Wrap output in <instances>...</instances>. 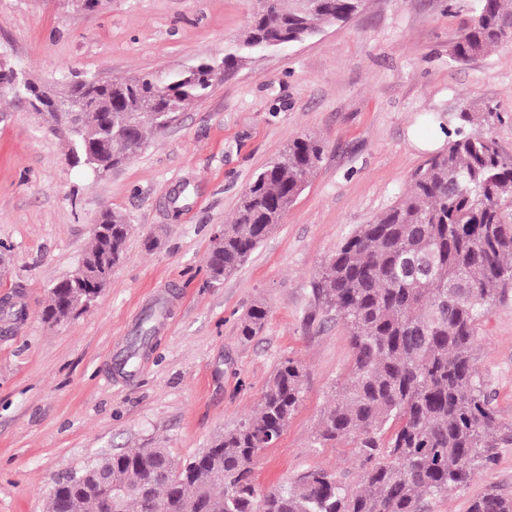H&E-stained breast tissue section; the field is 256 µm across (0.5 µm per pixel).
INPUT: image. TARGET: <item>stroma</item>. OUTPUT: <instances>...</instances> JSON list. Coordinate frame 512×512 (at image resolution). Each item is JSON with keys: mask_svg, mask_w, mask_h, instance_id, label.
I'll return each mask as SVG.
<instances>
[{"mask_svg": "<svg viewBox=\"0 0 512 512\" xmlns=\"http://www.w3.org/2000/svg\"><path fill=\"white\" fill-rule=\"evenodd\" d=\"M254 0H0V60L55 85L66 70L103 80L222 59ZM479 0H366L346 22L255 55L179 112L128 163L97 175L67 162L68 143L26 103L0 96V512H45L70 470L132 448L191 456L250 414L284 357L306 372L302 401L254 467L259 489L322 467L355 483L348 447L319 448L321 416L346 378L345 327L314 293L325 258L400 196L437 142L435 114L497 104L492 132L512 155V43L465 63L451 50ZM321 140L322 161L284 221L216 283L211 240L251 178L289 139ZM130 221L125 257L79 317L43 318L104 212ZM167 300L133 374L112 356L151 304ZM268 316L242 340L253 305ZM474 366L512 431V291L478 331ZM512 495V442L427 512H467L488 487Z\"/></svg>", "mask_w": 512, "mask_h": 512, "instance_id": "1", "label": "stroma"}]
</instances>
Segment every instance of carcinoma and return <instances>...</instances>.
<instances>
[{
  "label": "carcinoma",
  "mask_w": 512,
  "mask_h": 512,
  "mask_svg": "<svg viewBox=\"0 0 512 512\" xmlns=\"http://www.w3.org/2000/svg\"><path fill=\"white\" fill-rule=\"evenodd\" d=\"M313 12L296 11L295 0H257L243 35L217 61L111 82H71L82 104L78 158L74 163L104 175L166 129L173 106L203 100L214 75L232 71L251 56L286 41L300 42L326 25L356 14L358 0H312ZM512 40V0H480L464 25L452 58L467 62ZM499 118L463 108L438 122L446 136L441 151L411 177L407 194L372 223L362 224L325 261L314 292L343 319L352 350L347 383L324 411L315 443L350 446L360 469L353 487L313 467L292 483L264 492L253 478L258 454L280 439L302 400L304 372L283 358L255 413L224 431L184 462L163 448H134L94 461L110 484L92 496L80 478L57 483L50 499L58 512L78 501L82 512H110L111 490H123L122 512H425L430 499L465 483L504 440L502 427L473 368L479 325L512 288V156L495 138L474 131ZM322 145L295 137L241 194L235 219L224 225V244L212 247L211 279L242 267L304 191L322 161ZM128 221L103 214L83 255L88 263L112 252L121 261ZM105 283H55L44 309L47 320H67L93 302L89 291ZM268 311L252 306L243 317L244 340L263 329ZM468 512H512V496L491 487Z\"/></svg>",
  "instance_id": "1"
}]
</instances>
